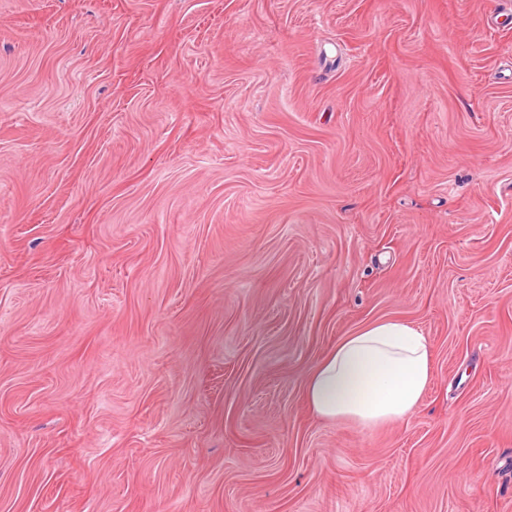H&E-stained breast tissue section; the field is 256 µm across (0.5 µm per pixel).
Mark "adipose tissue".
<instances>
[{"instance_id":"ef3b65f1","label":"adipose tissue","mask_w":512,"mask_h":512,"mask_svg":"<svg viewBox=\"0 0 512 512\" xmlns=\"http://www.w3.org/2000/svg\"><path fill=\"white\" fill-rule=\"evenodd\" d=\"M433 376V348L413 324L393 318L367 323L312 369L305 399L328 422L377 425L409 417Z\"/></svg>"}]
</instances>
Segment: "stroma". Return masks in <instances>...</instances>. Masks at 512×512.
I'll use <instances>...</instances> for the list:
<instances>
[{"label":"stroma","mask_w":512,"mask_h":512,"mask_svg":"<svg viewBox=\"0 0 512 512\" xmlns=\"http://www.w3.org/2000/svg\"><path fill=\"white\" fill-rule=\"evenodd\" d=\"M0 512H512V0H0ZM433 376V348L413 324L393 318L367 323L312 369L305 399L327 422L377 425L403 420L418 407Z\"/></svg>","instance_id":"stroma-1"}]
</instances>
